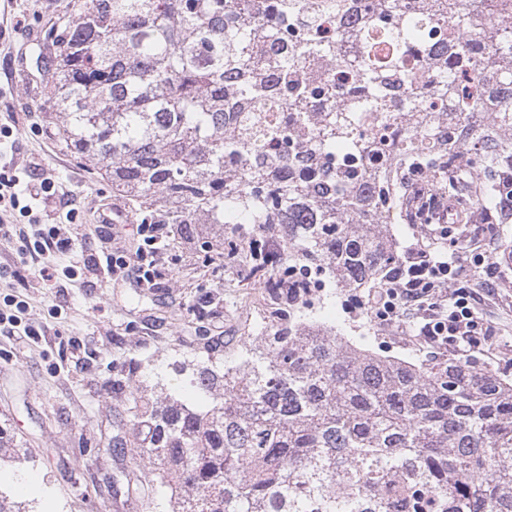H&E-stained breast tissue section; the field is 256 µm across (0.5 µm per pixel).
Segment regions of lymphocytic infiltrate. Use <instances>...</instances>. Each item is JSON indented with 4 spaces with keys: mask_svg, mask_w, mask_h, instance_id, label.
<instances>
[{
    "mask_svg": "<svg viewBox=\"0 0 512 512\" xmlns=\"http://www.w3.org/2000/svg\"><path fill=\"white\" fill-rule=\"evenodd\" d=\"M67 206L64 192L56 189L51 174L41 167H32L22 177L0 173V210L18 209L29 217L25 230L0 225V240L10 244L16 264L35 266L49 287L59 277L75 275L87 251L94 249L106 279L128 278L137 285L155 287L167 266L164 244L171 235L169 225H137L139 245L131 253L112 246V232L100 234L94 244L81 225L42 223L41 212L60 216ZM484 261V254L466 235L451 237L442 258L421 242H412L405 247L393 277L369 304L380 310L387 326L400 329L405 322H417L419 338L434 354L467 357L494 349L499 333L484 318L480 303L483 295L493 294L497 276L491 270L480 273Z\"/></svg>",
    "mask_w": 512,
    "mask_h": 512,
    "instance_id": "f902f5d3",
    "label": "lymphocytic infiltrate"
}]
</instances>
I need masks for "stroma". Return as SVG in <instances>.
<instances>
[{"mask_svg": "<svg viewBox=\"0 0 512 512\" xmlns=\"http://www.w3.org/2000/svg\"><path fill=\"white\" fill-rule=\"evenodd\" d=\"M17 29L0 32V122L14 130L15 165L39 162L56 182L72 190L71 221L93 225L103 205L121 206L97 166L57 144L32 100L36 88L20 73L22 58H33L41 25L59 13L62 0H13ZM502 277L485 306L500 330L495 351L474 354L480 366L512 376V223L488 245ZM187 250L177 252L166 280L136 288L117 280L91 287L86 277L60 278L42 287L34 267H18L0 242V298L20 295L32 321L45 326L38 340L0 332V430L11 437L16 457L0 466L23 470L24 506H37V492L59 500L98 503L105 512H167L168 495L154 467L139 463L135 449L116 450L112 427L126 415L128 399L184 396L183 374L200 358L197 336L207 337L218 358L234 361L250 344L244 286L232 278L215 283L188 274ZM210 299L203 321L163 319L167 309L198 308ZM364 344L384 355L430 356L400 332L372 324Z\"/></svg>", "mask_w": 512, "mask_h": 512, "instance_id": "stroma-1", "label": "stroma"}]
</instances>
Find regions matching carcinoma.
<instances>
[{"mask_svg":"<svg viewBox=\"0 0 512 512\" xmlns=\"http://www.w3.org/2000/svg\"><path fill=\"white\" fill-rule=\"evenodd\" d=\"M496 7L63 0L41 29L35 106L56 140L104 169L136 223L175 225L171 248L223 226L201 265L267 304L247 357L192 373L202 404L135 398V438L112 436L156 467L169 512H512V378L381 355L308 301L387 283L390 225L438 221L413 179L491 235L512 221V19L491 22ZM389 125L377 176L369 135Z\"/></svg>","mask_w":512,"mask_h":512,"instance_id":"cac0c4a2","label":"carcinoma"}]
</instances>
